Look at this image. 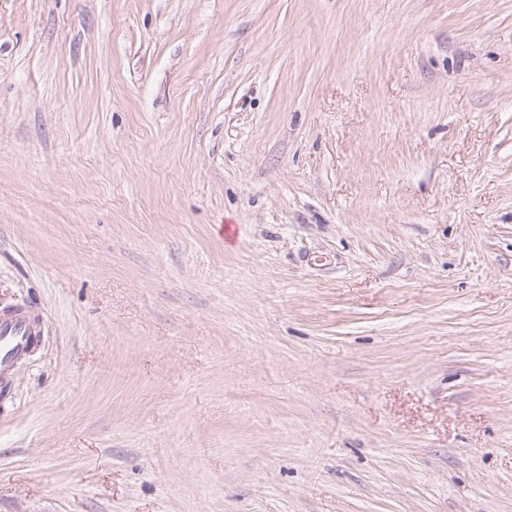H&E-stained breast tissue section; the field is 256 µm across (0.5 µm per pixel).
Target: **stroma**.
I'll use <instances>...</instances> for the list:
<instances>
[{"label": "stroma", "mask_w": 512, "mask_h": 512, "mask_svg": "<svg viewBox=\"0 0 512 512\" xmlns=\"http://www.w3.org/2000/svg\"><path fill=\"white\" fill-rule=\"evenodd\" d=\"M0 512H512V0H0ZM38 313L33 309L0 314V380L27 351L30 336H37Z\"/></svg>", "instance_id": "35a3bbf8"}]
</instances>
